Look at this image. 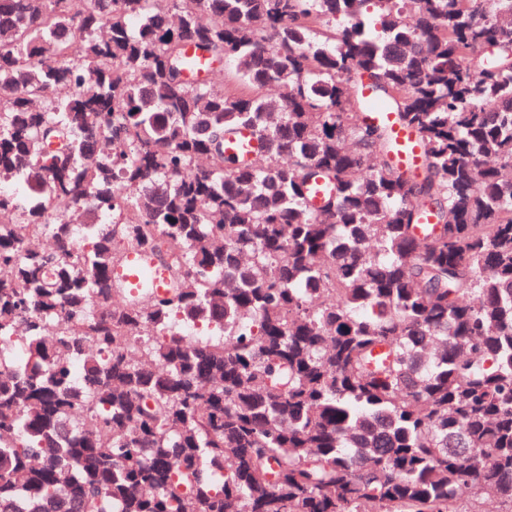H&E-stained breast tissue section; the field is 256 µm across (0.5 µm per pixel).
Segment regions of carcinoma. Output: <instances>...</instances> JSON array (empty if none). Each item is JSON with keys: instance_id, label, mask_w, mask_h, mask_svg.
<instances>
[{"instance_id": "cac0c4a2", "label": "carcinoma", "mask_w": 512, "mask_h": 512, "mask_svg": "<svg viewBox=\"0 0 512 512\" xmlns=\"http://www.w3.org/2000/svg\"><path fill=\"white\" fill-rule=\"evenodd\" d=\"M193 3L0 0V512H512V0ZM396 142L401 147L399 158L404 164L411 166L418 165L420 162V153L416 146V135L413 131L400 127L397 124L392 125ZM258 143L252 130L242 128L224 140L226 154L237 157L239 161L253 158ZM112 280L133 295L143 288L161 293L169 285L167 271L138 248L128 250L123 263L113 268Z\"/></svg>"}]
</instances>
